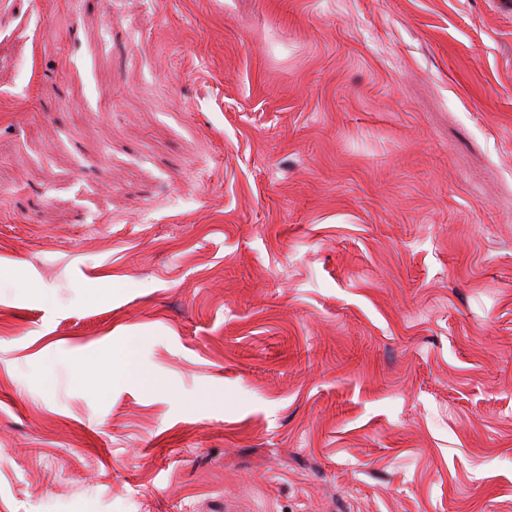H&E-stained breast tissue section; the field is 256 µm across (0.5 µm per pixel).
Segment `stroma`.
<instances>
[{
    "label": "stroma",
    "mask_w": 512,
    "mask_h": 512,
    "mask_svg": "<svg viewBox=\"0 0 512 512\" xmlns=\"http://www.w3.org/2000/svg\"><path fill=\"white\" fill-rule=\"evenodd\" d=\"M0 56V512H512V0H0ZM109 384L135 380L140 382L142 374L136 364L133 351L128 346H118L112 355V363L105 368Z\"/></svg>",
    "instance_id": "1"
}]
</instances>
